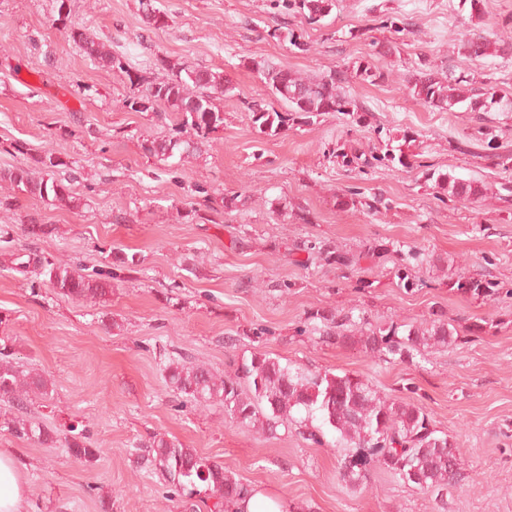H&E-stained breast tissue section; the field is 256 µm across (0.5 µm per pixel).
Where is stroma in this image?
<instances>
[{
	"label": "stroma",
	"instance_id": "obj_1",
	"mask_svg": "<svg viewBox=\"0 0 512 512\" xmlns=\"http://www.w3.org/2000/svg\"><path fill=\"white\" fill-rule=\"evenodd\" d=\"M167 27H148L138 0H67L71 17L146 69L155 57L223 71L232 91L218 105L224 125L201 156L176 169L146 157L144 140L168 134L167 121L127 111V80L98 67L69 41L53 0H0V168L33 166L52 148L82 209L17 195L0 207V336H11L16 363L54 384L32 416L49 427L74 426L101 454L79 462L64 447L29 444L3 424L0 450L15 454L29 488L27 512H183L159 474L137 468L140 443L157 434L222 462L245 485L274 493L306 512H512V299L476 304L450 293L451 272L512 286V205L439 201L424 168L496 181L485 158L448 143L479 124L474 112H437L417 103L404 82L417 54L456 61L460 38L498 32L512 0H482L473 14L460 0H336L317 28L302 24L285 0H157ZM293 30L300 46L275 38ZM265 60L305 76L375 66L385 81L356 82L352 94L372 114L369 126L329 113L278 137L260 134L246 102L274 104L254 64ZM417 139L420 167H343L337 148L369 149L404 133ZM380 193L390 209L341 211L336 192ZM246 197L223 223L177 221L176 211L203 195ZM283 196L309 210L301 224L269 206ZM46 224L38 239L26 216ZM306 239L356 251L374 240L425 253L422 288L408 292L386 275L390 258L359 273L290 263L287 247ZM141 264L119 267L117 255ZM67 262L89 274L112 272L106 301L58 294L46 277L17 271L28 259ZM361 310L375 321L437 313L454 322L476 316L495 326L481 337L434 350L412 363H388L295 329L315 307ZM264 351L309 371L353 373L384 396L408 395L461 450L464 477L443 500L380 470L348 490L333 437L316 445L295 429L277 437L231 424L221 403L181 402L164 382L170 356L189 353L215 372Z\"/></svg>",
	"mask_w": 512,
	"mask_h": 512
}]
</instances>
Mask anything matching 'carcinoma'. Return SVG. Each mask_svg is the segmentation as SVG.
I'll use <instances>...</instances> for the list:
<instances>
[{"label":"carcinoma","mask_w":512,"mask_h":512,"mask_svg":"<svg viewBox=\"0 0 512 512\" xmlns=\"http://www.w3.org/2000/svg\"><path fill=\"white\" fill-rule=\"evenodd\" d=\"M335 0H288V9L301 15L308 25H317L331 14ZM139 8L148 23L168 26V15L155 7V0H139ZM69 38L82 53L102 67L125 77L130 94L123 105L131 112L168 110L175 115L170 135L161 140L142 143L145 154L161 161L174 160L182 166L196 157L210 135L224 125V112L217 101L230 93L224 73L207 68H191L156 58L154 66L165 71L160 77H150L144 70H132L127 58L116 54L104 43L74 24L68 27ZM512 55V36L500 34L491 39L474 31L461 46L462 61L439 68L426 57L419 58L406 81L412 96L423 106L439 112H512V97L500 94L497 79L487 75L483 80L470 72L471 62L490 56ZM277 101L285 106L279 112L258 101L247 102L252 124L267 137H277L295 125L311 124L315 119L336 112L347 115L357 124L368 120L369 113L359 111L355 99L348 93L356 80L375 82L387 78L381 69L368 66L354 70L336 69L321 77L303 76L280 66L258 63ZM416 142L411 135L394 146L387 142L383 152L370 154L353 152L343 155L342 163L362 173L376 165L409 168L411 155L404 148ZM486 151L493 168L511 177L489 183L477 178H461L451 172H430L426 180L439 198L464 206H479L488 197L505 203L512 202V144L489 137L484 127L464 133L453 149L463 155L473 149ZM44 175L36 179L24 166L0 169V186L37 197L53 205L77 209L83 199L70 188L55 180L56 169L65 166L51 150L36 159ZM275 212L301 224L310 223L309 212L300 206L288 205L287 198L273 201ZM340 209H362L379 212L388 208L389 201L381 194L365 195L358 190L336 194ZM307 253L302 265H333L341 271L353 270L361 261L388 251L379 241L365 244L357 252L343 251L323 241L304 240L288 250ZM423 262L422 253L402 252L392 268V278L403 288H417L414 268ZM41 274L59 294L78 301L99 303L112 293V283L86 276L68 263H39ZM448 289L473 301L488 303L501 296L512 298V288H502L490 279L448 276ZM489 320L474 318L467 326L442 318L420 321L391 322L374 325L365 313H343L334 307H317L307 312L298 333L317 334L319 340L357 349L384 362H408L430 349L448 348L467 335L486 332ZM9 345L0 344V401L7 402L14 415L6 422L10 434L22 441L52 447L65 441L68 453L82 462H90L100 452L81 434L60 435L34 421L28 410L33 398H46L52 383L45 375L24 371L11 361ZM167 384L172 392L197 404L219 401L231 422L243 428H255L273 436L277 428L288 422L298 424L299 434L314 444L322 443L325 434L336 435V447L343 449L341 462L343 481L351 490L364 484L374 469L386 471L406 484L431 493L443 494L462 477L460 450L439 434L427 411L402 397L381 396L358 375H338L330 371L305 372L283 364L264 352H256L242 361L229 376H218L208 367L196 364L187 356L170 360L166 367ZM136 463L158 472L168 483L172 494L184 504L196 495L205 494L213 500L209 512H228L229 505L248 492V488L224 470L221 463L199 454L176 439L160 435L140 445Z\"/></svg>","instance_id":"carcinoma-1"}]
</instances>
